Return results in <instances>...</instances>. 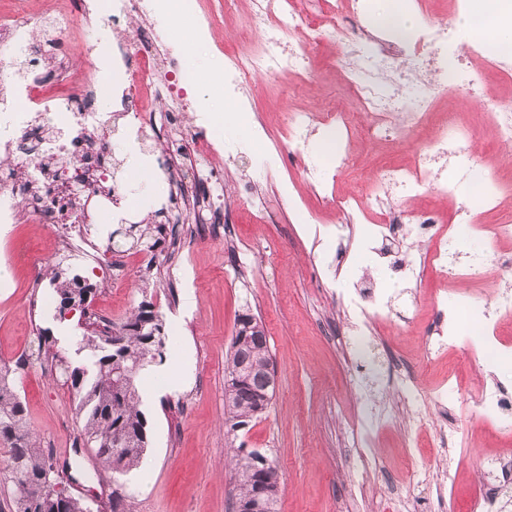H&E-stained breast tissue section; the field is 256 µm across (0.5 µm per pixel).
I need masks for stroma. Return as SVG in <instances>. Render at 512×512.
I'll return each instance as SVG.
<instances>
[{"mask_svg": "<svg viewBox=\"0 0 512 512\" xmlns=\"http://www.w3.org/2000/svg\"><path fill=\"white\" fill-rule=\"evenodd\" d=\"M249 11L250 0H237L213 42L198 43L192 54L185 46L195 21L177 23L172 42L181 48V63L201 76L189 94L207 108L222 100L223 58L215 46L243 49L236 30ZM335 52L327 48L316 76L307 82L285 74L259 77L249 90L253 108L241 112L240 125L210 123V132L228 147L247 139L256 123L267 124L270 132L244 161H200L201 171H224L223 223L168 224L161 210L164 180L145 184L135 175L137 165L156 167L164 160L168 126L161 121L146 129L141 149L128 151L120 146L127 130L116 119L107 130L118 143L107 179L132 204L123 213L124 223L166 226L156 250L117 252L111 262L98 261L116 228L109 204L94 213L98 233L84 245L81 263L60 261L48 225L31 219L28 211L0 234V265L9 271L8 280L0 282V364H20L17 385L29 426L57 463H71L66 483L71 493L105 499L117 487L128 496L130 512H232V457L238 450L256 449L278 468L280 512H469V500L484 480L483 456L512 451V440L485 426L469 397L445 412L435 404L437 383L449 362L462 355L458 342L425 378L423 425L411 427L403 414L388 426H372L396 402L401 377L419 366L438 284L429 278L415 287H392L387 263L366 250L337 260L336 244L321 235L336 221L332 205L310 192L295 164L264 166L282 134L281 87L292 89L294 108H340L349 101L347 85L331 70ZM482 77L485 96L447 98L442 107L467 113L477 123L494 102L512 99V79L488 71ZM244 180L257 190L262 212L236 206V190ZM55 271L93 286L88 312L99 322L121 325L140 302H151L168 338L163 363L150 367L137 383L138 389L160 391L140 404L149 434L144 462L116 484L98 480L97 461L83 445L77 399L51 360L35 354L37 336L46 329L59 356L77 359L75 341L83 328L78 313L62 318L56 312L58 297L50 283ZM359 278L383 294L391 323L365 327L338 303L341 289ZM189 289L196 305L187 310L183 296ZM245 312L265 329L278 386L268 410L234 430L224 416V368L236 319ZM186 351L193 376L167 392L165 366ZM440 428L450 439L443 457L435 446ZM363 443L373 463L369 471L359 458Z\"/></svg>", "mask_w": 512, "mask_h": 512, "instance_id": "stroma-1", "label": "stroma"}]
</instances>
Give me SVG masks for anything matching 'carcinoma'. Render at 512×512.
Returning a JSON list of instances; mask_svg holds the SVG:
<instances>
[{
  "label": "carcinoma",
  "instance_id": "cac0c4a2",
  "mask_svg": "<svg viewBox=\"0 0 512 512\" xmlns=\"http://www.w3.org/2000/svg\"><path fill=\"white\" fill-rule=\"evenodd\" d=\"M52 283L60 315L87 287L76 276L61 281L55 275ZM235 333L245 337L246 347L230 350L224 370V414L234 427L262 414L259 398L271 365L265 330L254 316L238 317ZM166 340L162 320L141 304L119 329L83 333L76 349L82 355L78 362L57 358L64 383L78 397L81 432L100 460L102 479L140 467L148 445L147 419L139 408L136 384L123 382L116 368L122 363L135 365L142 373L163 358ZM20 368L19 362L13 368L0 365V443L10 452L12 512H91L85 500L70 493L62 497L56 488L53 456L37 445L28 427L15 382ZM253 455L252 451L237 454L236 509L251 497L260 479V471L253 469Z\"/></svg>",
  "mask_w": 512,
  "mask_h": 512
}]
</instances>
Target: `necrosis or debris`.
<instances>
[{
    "label": "necrosis or debris",
    "instance_id": "obj_1",
    "mask_svg": "<svg viewBox=\"0 0 512 512\" xmlns=\"http://www.w3.org/2000/svg\"><path fill=\"white\" fill-rule=\"evenodd\" d=\"M415 7L419 22L408 37L398 38L371 26L367 0H252L245 20L252 48L247 52L224 49V93L239 97L255 78L273 72L311 76L315 53L326 44H340L334 64L353 92L362 119L360 129H353L338 112L289 113L283 120L285 137L275 145L278 157L298 162L302 177L317 188L326 177L336 178L353 168L355 131H362L371 142H408L425 127L433 135L415 151L410 164L386 163L367 191L336 199L341 219L335 228L326 229V236L350 241L352 225L364 215H374L369 238L388 259L398 286L421 283L429 273L446 283L478 281L491 264L502 275H511L512 251L467 250L461 237L467 234L496 244L512 241V193L505 191L499 176L483 177L476 172L470 161L473 129L458 121L455 113H437L436 104L451 94L469 97L481 69L511 79L512 55L489 56L479 43L461 44L451 19L468 13V0H451L445 19L436 16L431 0H416ZM43 21L31 0H15L0 11V75L11 74L17 59L40 60L50 45L57 52L54 63L62 76L52 86L39 75L13 83L15 104L0 126V159L8 161L27 151L33 133L30 112H40L47 120L66 112L73 122L67 139L41 142L39 159L29 168L27 179L0 186V223H17L18 207L23 204L28 211L51 218L64 241L73 228L91 230V197H121L120 191L107 189L102 168L112 153L105 131L114 113H122L131 131L139 133L156 122L149 100L165 101L171 114L192 112L196 106L185 89L193 78L180 70L171 45L175 20L159 10L157 0H81L75 10L60 5L52 19L53 35L45 43L31 36ZM83 24L94 25L101 33L97 41L85 45V56L95 68L111 65L118 76L108 111L96 104L98 81L64 77L69 64L68 37ZM317 136L336 142L335 151L312 157L310 145ZM168 149L166 184L174 203L169 217L177 224L186 220L181 204L189 196L184 186L197 160L219 156L224 147L219 139L206 135L202 126L175 124ZM76 163L83 168L86 192L82 195L69 191L65 177ZM464 184L478 185L479 193L474 198L463 197L451 217L414 205L427 196L456 195ZM488 213L494 214V223H485ZM414 235L430 243L424 259L414 260L408 254L406 242ZM340 297L352 314L369 318L371 324L391 321L387 302L362 281H354L352 289L342 291ZM490 302V307L480 311L470 296L436 295L433 316L424 330L423 366L442 360L448 343L455 341L462 342L463 358L471 364L487 362L492 354L511 349L512 342L502 336L501 326L512 321V288L498 286ZM473 309L478 312L479 331L465 338L455 325V316ZM466 393L472 394L485 425H496L504 413L512 414V378L493 379L474 391L456 371H449L447 383L437 390L438 403L447 406L449 400ZM486 463L495 479L479 488L470 504L472 512H498L499 489L512 484L511 455H494Z\"/></svg>",
    "mask_w": 512,
    "mask_h": 512
}]
</instances>
